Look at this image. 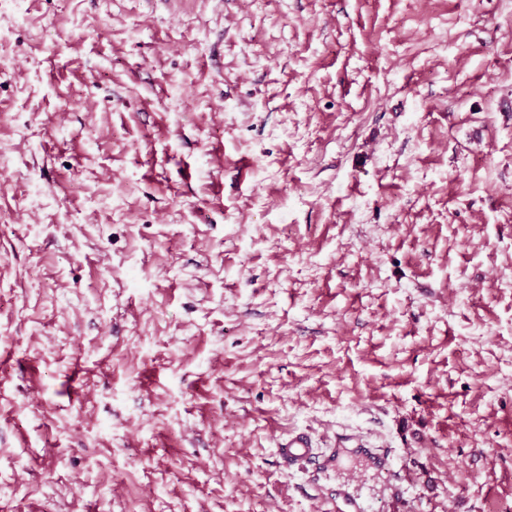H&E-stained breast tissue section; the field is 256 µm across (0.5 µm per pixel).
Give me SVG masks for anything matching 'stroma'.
I'll return each instance as SVG.
<instances>
[{"label": "stroma", "instance_id": "obj_1", "mask_svg": "<svg viewBox=\"0 0 512 512\" xmlns=\"http://www.w3.org/2000/svg\"><path fill=\"white\" fill-rule=\"evenodd\" d=\"M14 15L0 512H512V0ZM281 463L288 468L304 462L316 461L322 468H337L339 464V451L325 454L320 448H315L311 437L305 432H290L283 438L276 448Z\"/></svg>", "mask_w": 512, "mask_h": 512}]
</instances>
